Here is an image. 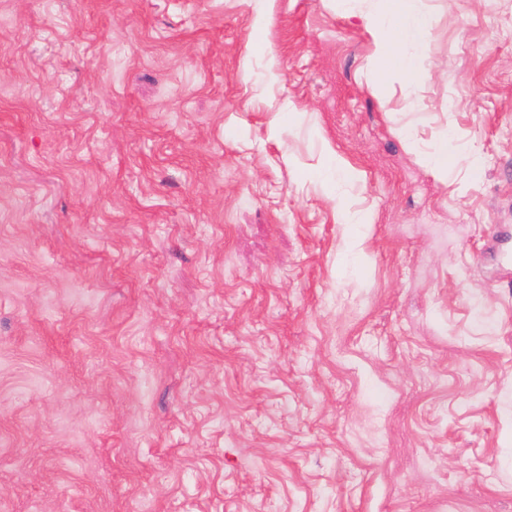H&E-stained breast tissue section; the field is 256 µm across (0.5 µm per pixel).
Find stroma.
Here are the masks:
<instances>
[{"label": "stroma", "mask_w": 512, "mask_h": 512, "mask_svg": "<svg viewBox=\"0 0 512 512\" xmlns=\"http://www.w3.org/2000/svg\"><path fill=\"white\" fill-rule=\"evenodd\" d=\"M376 7L0 0V512H512V0ZM379 8L365 17L376 34L375 55L379 64L378 86L383 89L395 77L415 81L425 71L424 56L403 51L406 42L424 45L431 30L429 15L417 7V0H379ZM469 174L474 175L478 169L477 157L470 156L464 160L460 157L452 142L450 131L437 142L421 153L422 164L443 181L456 173H461L463 167ZM327 164L322 172V176L331 175L336 179V185L353 179L352 168L337 153L330 152L327 155Z\"/></svg>", "instance_id": "35a3bbf8"}]
</instances>
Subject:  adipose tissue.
<instances>
[{
  "label": "adipose tissue",
  "mask_w": 512,
  "mask_h": 512,
  "mask_svg": "<svg viewBox=\"0 0 512 512\" xmlns=\"http://www.w3.org/2000/svg\"><path fill=\"white\" fill-rule=\"evenodd\" d=\"M377 40L375 55L379 64V86L396 77L414 81L423 76L425 59L404 52L405 43L425 44L431 30L429 15L417 7V0H379V7L365 18ZM422 164L440 179L465 171L476 173V157L461 158L451 135L442 136L421 154Z\"/></svg>",
  "instance_id": "adipose-tissue-1"
}]
</instances>
